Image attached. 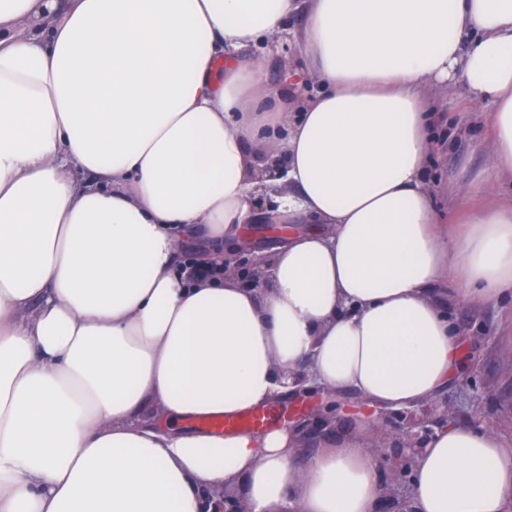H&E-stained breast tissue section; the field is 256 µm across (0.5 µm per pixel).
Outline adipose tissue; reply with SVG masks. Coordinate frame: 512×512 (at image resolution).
I'll return each mask as SVG.
<instances>
[{"label":"adipose tissue","instance_id":"1","mask_svg":"<svg viewBox=\"0 0 512 512\" xmlns=\"http://www.w3.org/2000/svg\"><path fill=\"white\" fill-rule=\"evenodd\" d=\"M446 82L492 103L512 172V0H0V512H198L214 484L375 512L370 419L311 443L193 422L313 389L411 409L460 371L445 304L512 296V202L436 210ZM249 224L293 227L262 294L222 269ZM199 234L217 271L190 280ZM411 493L506 512L512 440L435 429ZM304 22L305 17L303 15H296L288 20V31L282 36L279 49L284 55L291 57L297 55L298 45L295 34L302 29Z\"/></svg>","mask_w":512,"mask_h":512}]
</instances>
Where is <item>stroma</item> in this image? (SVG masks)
Returning a JSON list of instances; mask_svg holds the SVG:
<instances>
[{"label": "stroma", "instance_id": "stroma-1", "mask_svg": "<svg viewBox=\"0 0 512 512\" xmlns=\"http://www.w3.org/2000/svg\"><path fill=\"white\" fill-rule=\"evenodd\" d=\"M432 112L430 183L435 205L454 218L460 202L512 201V173L490 164V103L469 98L462 85L436 84L426 95ZM448 314L467 338V367L442 394L456 421L512 437V296L488 305L451 304Z\"/></svg>", "mask_w": 512, "mask_h": 512}]
</instances>
